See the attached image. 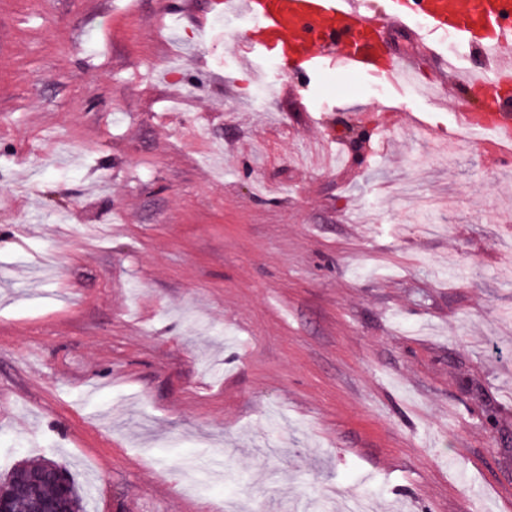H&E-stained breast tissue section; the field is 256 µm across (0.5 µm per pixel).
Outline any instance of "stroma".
<instances>
[{
	"instance_id": "stroma-1",
	"label": "stroma",
	"mask_w": 512,
	"mask_h": 512,
	"mask_svg": "<svg viewBox=\"0 0 512 512\" xmlns=\"http://www.w3.org/2000/svg\"><path fill=\"white\" fill-rule=\"evenodd\" d=\"M167 2L0 0V477L53 459L87 512H512V175L441 153L490 100L429 85L477 52L438 38L392 103L246 71L249 19Z\"/></svg>"
}]
</instances>
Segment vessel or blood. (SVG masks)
Wrapping results in <instances>:
<instances>
[{
  "label": "vessel or blood",
  "mask_w": 512,
  "mask_h": 512,
  "mask_svg": "<svg viewBox=\"0 0 512 512\" xmlns=\"http://www.w3.org/2000/svg\"><path fill=\"white\" fill-rule=\"evenodd\" d=\"M218 11L251 20L235 51L242 64L255 54L277 61L286 73L342 70L383 83L396 94L413 86L414 61L390 52L393 29L419 17L424 34L413 35L416 53L434 56L431 36L454 34L485 62L470 85H512V0H397L388 16L367 0H219ZM458 123L486 133L496 151L512 149V99L491 112H461Z\"/></svg>",
  "instance_id": "1"
}]
</instances>
